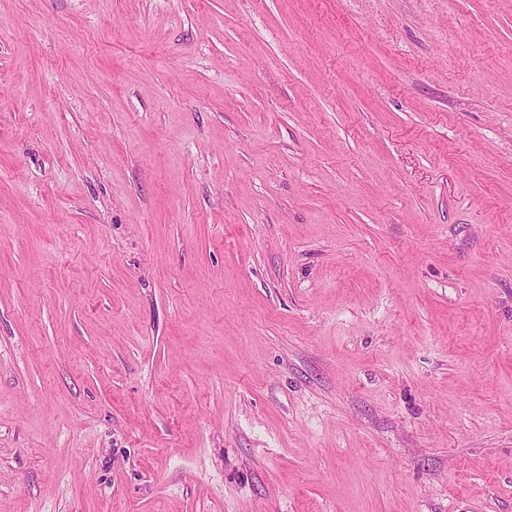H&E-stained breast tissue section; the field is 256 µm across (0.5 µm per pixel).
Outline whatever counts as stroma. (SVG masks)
I'll list each match as a JSON object with an SVG mask.
<instances>
[{"instance_id": "1", "label": "stroma", "mask_w": 512, "mask_h": 512, "mask_svg": "<svg viewBox=\"0 0 512 512\" xmlns=\"http://www.w3.org/2000/svg\"><path fill=\"white\" fill-rule=\"evenodd\" d=\"M0 512H512V0H0Z\"/></svg>"}]
</instances>
